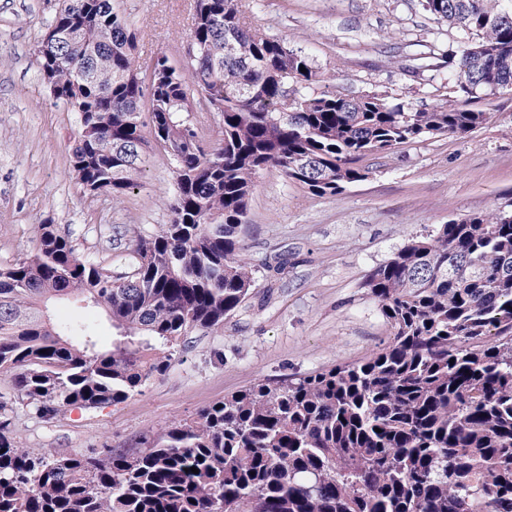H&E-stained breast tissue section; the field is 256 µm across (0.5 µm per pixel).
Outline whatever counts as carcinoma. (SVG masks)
I'll return each instance as SVG.
<instances>
[{
    "label": "carcinoma",
    "instance_id": "obj_1",
    "mask_svg": "<svg viewBox=\"0 0 512 512\" xmlns=\"http://www.w3.org/2000/svg\"><path fill=\"white\" fill-rule=\"evenodd\" d=\"M421 5L460 34L447 55L453 82L430 108L315 91L310 57L245 25L236 0H194L193 56L182 66L157 56L147 79L112 0H62L52 26L68 37L37 62L79 114V185L125 195L147 127L175 162L177 192L170 222L136 236L122 273L55 224L0 268V379L30 411L50 420L126 401L186 336L244 302L253 276L240 232L261 171L277 166L312 195L335 196L366 176L367 155L486 122L475 104L512 93V0ZM194 112L220 117L208 150ZM363 287L392 330L383 347L257 382L142 450L36 456L1 420L0 512H512V211L449 221ZM69 298L103 309L112 335L55 323L52 305Z\"/></svg>",
    "mask_w": 512,
    "mask_h": 512
}]
</instances>
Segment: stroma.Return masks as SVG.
<instances>
[{
  "mask_svg": "<svg viewBox=\"0 0 512 512\" xmlns=\"http://www.w3.org/2000/svg\"><path fill=\"white\" fill-rule=\"evenodd\" d=\"M245 22L304 51L317 91L381 93L431 107L446 94L441 56L457 32L420 0H237ZM60 0H0V266L32 250L43 224L80 252L120 271L135 234L170 219L175 163L147 148L138 184L120 199L85 193L69 168L78 115L56 101L37 61ZM148 64L180 61L193 0H115ZM485 125L433 136L364 159L366 179L317 197L282 171H263L243 243L254 283L223 325L181 342L163 374L123 403L43 421L0 381L16 440L35 455L102 456L139 449L144 437L193 419L260 380L295 378L362 360L390 329L363 282L420 236L473 213L512 207V94L488 97Z\"/></svg>",
  "mask_w": 512,
  "mask_h": 512,
  "instance_id": "35a3bbf8",
  "label": "stroma"
}]
</instances>
